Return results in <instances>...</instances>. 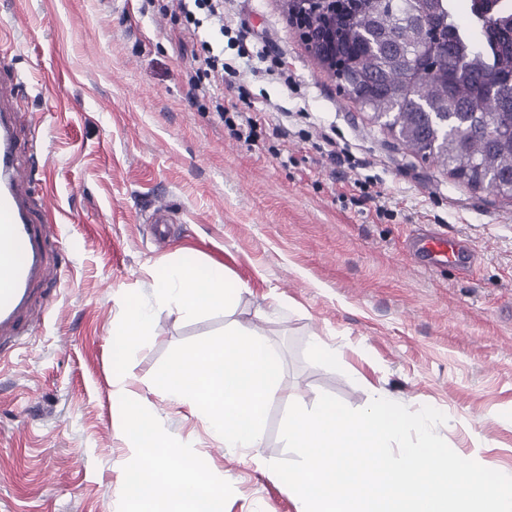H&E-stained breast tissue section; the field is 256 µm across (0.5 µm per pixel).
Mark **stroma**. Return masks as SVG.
<instances>
[{
    "mask_svg": "<svg viewBox=\"0 0 512 512\" xmlns=\"http://www.w3.org/2000/svg\"><path fill=\"white\" fill-rule=\"evenodd\" d=\"M166 2L0 0V28L17 29L9 60L28 85L19 140L38 136L42 190L68 215L37 284L41 323L0 365V512H128L120 377L166 440L223 484L224 512H298L268 466L227 451L152 384L173 347L234 325L264 333L282 365L268 464L288 455L290 403L328 393L361 409L377 391L440 410L436 432L457 454L512 471V199L404 153L310 56L281 0H224V24L264 57L238 85L191 90L202 42L234 52L218 27L188 34ZM273 64L291 85L264 76ZM215 94L267 112L255 142L234 137ZM281 120L285 140L272 133ZM321 129L357 168L321 157ZM357 178L375 182L388 217ZM432 234L465 242L472 266L429 267L411 241ZM174 262L200 275L222 264L236 291L227 309L185 316L159 303L154 283ZM138 303L153 329L125 353L118 334ZM317 339L339 358L315 353Z\"/></svg>",
    "mask_w": 512,
    "mask_h": 512,
    "instance_id": "stroma-1",
    "label": "stroma"
}]
</instances>
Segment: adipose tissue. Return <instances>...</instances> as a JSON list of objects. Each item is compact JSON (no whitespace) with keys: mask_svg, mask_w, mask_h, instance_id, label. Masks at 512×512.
Returning a JSON list of instances; mask_svg holds the SVG:
<instances>
[{"mask_svg":"<svg viewBox=\"0 0 512 512\" xmlns=\"http://www.w3.org/2000/svg\"><path fill=\"white\" fill-rule=\"evenodd\" d=\"M155 289L161 302L175 304L187 316L224 308L231 301L219 264L202 276L184 265H172ZM126 431L130 512H224L222 489L208 482L183 452L166 441L156 417L129 407Z\"/></svg>","mask_w":512,"mask_h":512,"instance_id":"adipose-tissue-1","label":"adipose tissue"}]
</instances>
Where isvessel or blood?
<instances>
[{"label": "vessel or blood", "mask_w": 512, "mask_h": 512, "mask_svg": "<svg viewBox=\"0 0 512 512\" xmlns=\"http://www.w3.org/2000/svg\"><path fill=\"white\" fill-rule=\"evenodd\" d=\"M0 340L19 336L28 326L26 316L48 260V242L58 225L52 215H40L31 196L40 185L34 166H22L15 129L16 111L4 93H16L25 83L0 56ZM431 267L466 266L467 246L458 239L432 238L416 244Z\"/></svg>", "instance_id": "vessel-or-blood-1"}]
</instances>
